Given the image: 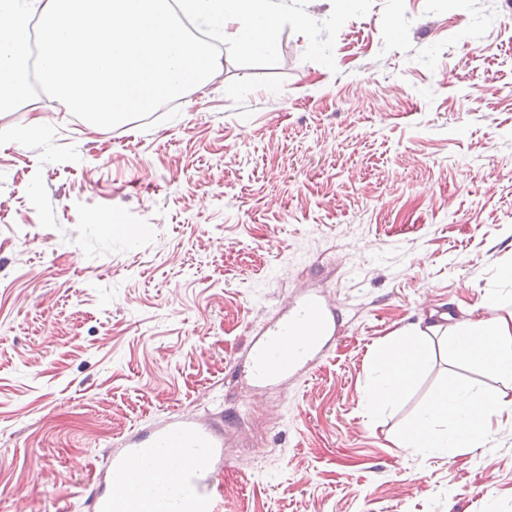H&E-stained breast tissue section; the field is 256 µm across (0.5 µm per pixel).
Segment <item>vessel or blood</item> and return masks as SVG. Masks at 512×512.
I'll use <instances>...</instances> for the list:
<instances>
[{
  "label": "vessel or blood",
  "instance_id": "obj_1",
  "mask_svg": "<svg viewBox=\"0 0 512 512\" xmlns=\"http://www.w3.org/2000/svg\"><path fill=\"white\" fill-rule=\"evenodd\" d=\"M339 317L321 295L295 297L253 337L243 367L253 387L276 388L310 374L336 336ZM223 413H185L122 437L84 502L85 512H224Z\"/></svg>",
  "mask_w": 512,
  "mask_h": 512
}]
</instances>
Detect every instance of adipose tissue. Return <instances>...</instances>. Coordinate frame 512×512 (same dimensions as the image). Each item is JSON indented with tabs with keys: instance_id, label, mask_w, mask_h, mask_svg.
Returning <instances> with one entry per match:
<instances>
[{
	"instance_id": "ef3b65f1",
	"label": "adipose tissue",
	"mask_w": 512,
	"mask_h": 512,
	"mask_svg": "<svg viewBox=\"0 0 512 512\" xmlns=\"http://www.w3.org/2000/svg\"><path fill=\"white\" fill-rule=\"evenodd\" d=\"M446 344L460 363H478L489 373L512 380V322L492 316L464 322L449 331ZM424 362L425 346L422 341L406 334L393 337L376 358V367L382 378L380 384L368 390L365 396L367 410H380L398 398ZM501 411L495 398L465 399L461 397L459 388L451 384L402 433L399 445L418 450L432 447L430 422L449 417L457 423L454 447L472 448L486 439L493 415Z\"/></svg>"
}]
</instances>
